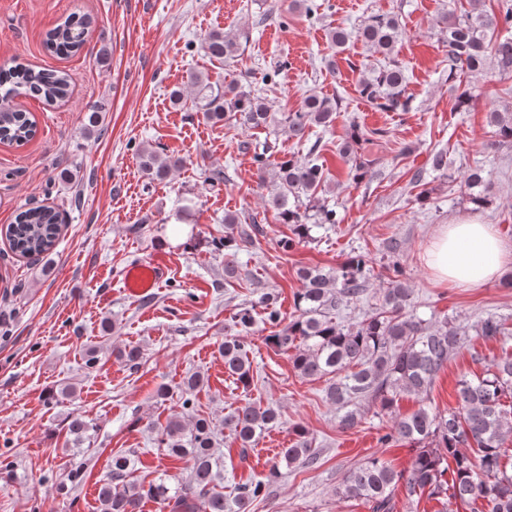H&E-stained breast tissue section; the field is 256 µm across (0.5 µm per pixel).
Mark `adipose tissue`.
I'll use <instances>...</instances> for the list:
<instances>
[{"mask_svg":"<svg viewBox=\"0 0 512 512\" xmlns=\"http://www.w3.org/2000/svg\"><path fill=\"white\" fill-rule=\"evenodd\" d=\"M427 263L439 282L478 288L512 264V247L492 225L466 217L443 226L427 250Z\"/></svg>","mask_w":512,"mask_h":512,"instance_id":"1","label":"adipose tissue"}]
</instances>
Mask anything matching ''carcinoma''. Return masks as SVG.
Instances as JSON below:
<instances>
[{
  "mask_svg": "<svg viewBox=\"0 0 512 512\" xmlns=\"http://www.w3.org/2000/svg\"><path fill=\"white\" fill-rule=\"evenodd\" d=\"M480 2L469 0V8L452 11L443 21L440 32L446 34L450 80L456 78L460 68L480 74L490 64L499 73L512 75V36H494L500 26L512 28V0H503L498 16L483 13ZM92 24L91 16L73 14L49 29L44 43L57 55H75L87 44ZM352 36L383 55V62L365 67L359 80L360 94L383 112L410 111L408 79L394 59L403 36L398 16L375 13L353 34L342 28L330 32V40L338 48ZM204 49L211 59L224 62L236 56L239 44L232 35L212 31L205 38ZM187 84L194 92V111L207 123L232 119L258 129L282 120L298 139L304 138L312 126H332L338 106L336 99L310 94L297 111L279 118L260 93L245 90L237 82L222 85L193 71ZM70 94L71 77L64 70L37 68L16 59L1 67L0 143L21 146L37 132L36 120L16 108L15 97L26 95L54 106ZM490 124L495 127V142H512L511 113H490ZM359 137V131L352 129L338 149L339 157L351 164L350 173L356 181L370 175L374 165L372 160L357 157ZM273 154L270 145L254 151L259 184L268 189L269 202L283 223L295 226L297 239L309 237L313 223L336 224V210H315L311 206V199L329 186L331 174L324 161L315 155L307 161L290 157L274 162ZM138 160L142 172L152 181L167 178L179 164V160L153 147L139 150ZM464 186L474 210L489 203L491 184L482 167L468 170ZM224 223L236 229L212 239V245L226 255L254 245L262 233L255 217L244 226L239 217L228 213ZM60 234V214L48 206L21 210L4 227L12 251L37 259L52 253ZM386 257L382 304L354 323L344 324L337 315L366 293L373 267L362 252L348 257L334 270H300L302 287L294 299L297 315L285 326L274 298L267 293L258 298L266 323L278 328L267 337L268 343L283 351L300 346L290 356L294 370L306 379H326V398L343 410L342 428L351 429L358 423L361 401L376 402L381 411L392 416V425L380 441L416 448L407 474L380 458L351 469L341 496L365 500L372 512H395V491L401 488L410 503L426 492L439 501L447 499L463 505L481 498L488 512H512V455L507 446L512 439V353L505 350L482 374L460 379L456 409L442 415L422 405L407 415L393 413L401 395L421 396L430 391L451 353L462 347L471 333L507 341L505 320L488 315L473 326H465L446 318L438 321L421 317L412 303L413 290L403 281L397 240L388 242ZM250 351V343L238 334L225 337L221 345L224 366L245 389L254 379ZM203 384L199 373L183 377L180 390L184 412L168 419L158 430L159 444L166 454L186 460L188 483L172 487L161 480L146 489L134 484L119 489L112 481L124 480L127 459L118 456L112 464L111 480L99 487L103 512H140L144 498L158 502L163 512H249L251 503L266 497L267 489L280 479V463L288 467L315 465L312 438L305 427L296 425L293 442L280 452V462L272 464L265 477L239 485L233 496L224 497L217 484L221 461L215 451L221 429H227L245 451L263 433L279 425L280 415L270 407L248 403L225 415L219 428L196 413L192 396ZM95 428L86 419L72 417L65 427L67 441L78 444L90 438Z\"/></svg>",
  "mask_w": 512,
  "mask_h": 512,
  "instance_id": "cac0c4a2",
  "label": "carcinoma"
}]
</instances>
